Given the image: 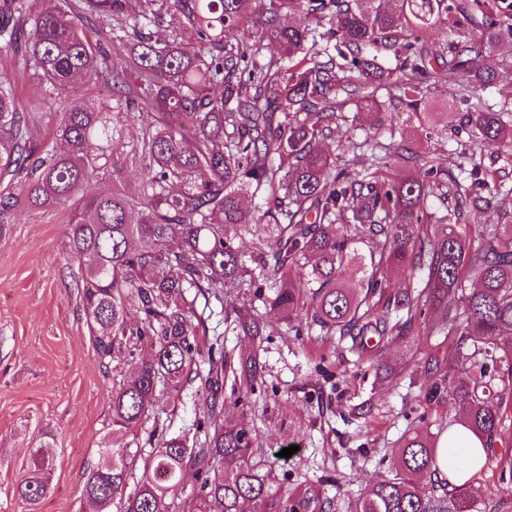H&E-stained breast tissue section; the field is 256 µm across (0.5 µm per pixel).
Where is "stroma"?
I'll use <instances>...</instances> for the list:
<instances>
[{
	"instance_id": "1",
	"label": "stroma",
	"mask_w": 512,
	"mask_h": 512,
	"mask_svg": "<svg viewBox=\"0 0 512 512\" xmlns=\"http://www.w3.org/2000/svg\"><path fill=\"white\" fill-rule=\"evenodd\" d=\"M442 23L456 40L476 38L481 30L497 35L493 62L497 84L481 86L451 65L441 38L421 41L433 77L420 90L432 120L404 107L395 82L378 92L384 123L352 127L357 108L341 99L342 120L322 146L337 168L360 171L365 138L389 144L384 163L392 177L422 176L401 148L437 157L441 170L434 196L428 197V223H474L465 194L493 199L482 217L486 224H512V152L480 144L458 120L471 102L500 110L512 123V0H448ZM63 211L19 210L8 238L0 240V512H26L13 486L26 470L44 430H51L50 489L38 512H87L81 500L83 477L98 459L111 425L112 376H130L131 358L118 355L105 367L90 338L80 299L81 288L69 255ZM226 302L253 306L266 326L263 339L244 336L232 320L216 314L208 322L221 333L230 355L258 353L265 383L235 404L223 388L224 417L242 420L257 435L255 454L273 487L310 497L308 512H354L369 487L397 467L401 436L412 429L441 435L458 419L457 407L431 410L420 394L424 366L446 346L435 318L415 321L410 346L385 345L380 363L358 359L348 340L321 331L299 317L285 324L276 311L257 302L253 289L229 291ZM210 389L196 380L180 400L163 399L156 411L161 425L189 427L207 410ZM296 446L291 457L281 451ZM512 446L472 478L481 512H512Z\"/></svg>"
}]
</instances>
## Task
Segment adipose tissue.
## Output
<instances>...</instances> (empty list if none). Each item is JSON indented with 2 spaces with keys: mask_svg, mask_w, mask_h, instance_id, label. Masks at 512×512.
<instances>
[{
  "mask_svg": "<svg viewBox=\"0 0 512 512\" xmlns=\"http://www.w3.org/2000/svg\"><path fill=\"white\" fill-rule=\"evenodd\" d=\"M481 447L480 440L462 424L451 425L439 439L438 479L454 486L468 484L478 469L471 453Z\"/></svg>",
  "mask_w": 512,
  "mask_h": 512,
  "instance_id": "ef3b65f1",
  "label": "adipose tissue"
}]
</instances>
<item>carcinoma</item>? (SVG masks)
<instances>
[{
  "label": "carcinoma",
  "mask_w": 512,
  "mask_h": 512,
  "mask_svg": "<svg viewBox=\"0 0 512 512\" xmlns=\"http://www.w3.org/2000/svg\"><path fill=\"white\" fill-rule=\"evenodd\" d=\"M139 3L132 15L125 0H0V48L20 55L24 69L57 97L86 83L112 85L109 98L70 110L57 104L51 143L42 145L33 136L43 118L39 105L22 101L14 74L0 73V239L22 208L64 211L97 353L104 362L116 354L138 359L133 377L112 383V445L84 474L90 512H169L189 465L198 484L186 512L307 509L306 497L291 500L273 489L253 463L256 434L243 421L224 420L215 393L192 428H152L148 441L157 444L147 453L139 441L157 402L180 399L202 363L209 383L229 380L245 396L263 382L257 353L234 360L218 336L203 355L198 337L208 335L211 301L223 303L224 289L262 288L270 279L278 284L273 294H256L263 306L288 321L304 311L313 324L349 337L357 352L369 336L380 344L406 340L431 306L448 346L430 360L422 399L429 407L458 406L486 459L495 457L504 441L505 390L512 391V225L497 233L485 224L468 232L436 224L433 240L417 237L428 198L424 180H396L376 163L333 177L334 162L321 148L340 93L382 121L376 93L392 71L372 51L396 48L410 19L416 31L440 29L445 0H262L251 14L243 0ZM295 11L317 27L328 25L322 58L304 52L311 28L281 23ZM169 13L191 24L196 42L164 28ZM90 15L112 19V41L123 53L111 58L102 38L92 39L84 25ZM228 33L242 37L232 42ZM265 42L276 44L279 56L260 64ZM494 44V34L483 30L457 47L452 63L471 81L491 85L499 77L489 60ZM410 71L399 90L416 112L414 74L427 72L422 54ZM114 99L139 114L140 136L131 146L119 137L123 112ZM460 120L481 143L512 149V125L501 112L479 101ZM131 161L146 171L133 190L123 178ZM106 179L112 192L95 191ZM246 192L262 202L257 218L241 207ZM251 226L262 230L261 248L247 262L237 239ZM364 239L375 244L366 256L351 249ZM353 263L363 273L359 287L342 278ZM388 269L421 273L419 285L387 298L400 315L393 323L372 317L371 299L383 288L378 274ZM469 278L476 288L460 307L455 295ZM131 309L134 323L127 320ZM226 314L244 335L263 336L264 324L250 311L230 305ZM44 438L13 490L27 512H37L50 489L44 449L52 433ZM437 445L427 431L405 433L398 469L370 487L355 512H480L468 489L436 477ZM131 481L136 489L127 495Z\"/></svg>",
  "instance_id": "cac0c4a2"
}]
</instances>
